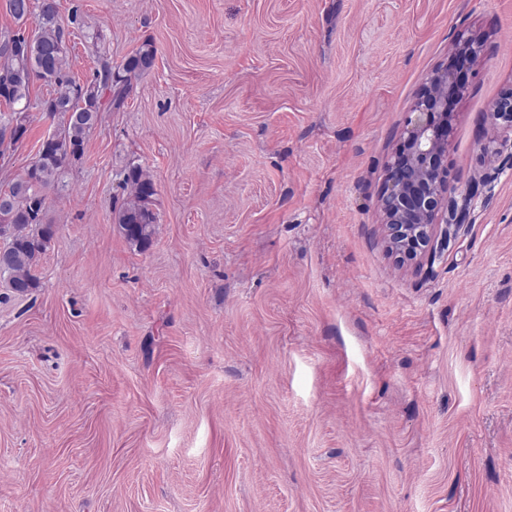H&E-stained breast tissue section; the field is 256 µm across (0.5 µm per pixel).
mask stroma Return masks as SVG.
<instances>
[{"label":"stroma","instance_id":"obj_1","mask_svg":"<svg viewBox=\"0 0 512 512\" xmlns=\"http://www.w3.org/2000/svg\"><path fill=\"white\" fill-rule=\"evenodd\" d=\"M57 3L76 81L156 58L50 199L39 288L0 287V512H512V167L430 269L387 252L379 205L471 35L452 194L498 165L512 0ZM53 129L31 113L0 188ZM130 162L144 250L112 221ZM117 176L119 184L127 190L126 197L113 208L114 224L132 245L146 248L151 244L156 214L151 207L156 195L152 176L139 164L129 163Z\"/></svg>","mask_w":512,"mask_h":512}]
</instances>
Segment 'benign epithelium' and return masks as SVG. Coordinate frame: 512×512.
<instances>
[{"label":"benign epithelium","instance_id":"1","mask_svg":"<svg viewBox=\"0 0 512 512\" xmlns=\"http://www.w3.org/2000/svg\"><path fill=\"white\" fill-rule=\"evenodd\" d=\"M457 90V76L446 67L429 77L411 109L401 149L388 164L380 199L387 247L430 265L448 241L468 229L475 200L492 196L500 171L482 172L464 193L447 198L448 96ZM489 117L501 148L510 149L503 158L507 165L512 162V89L494 102Z\"/></svg>","mask_w":512,"mask_h":512}]
</instances>
